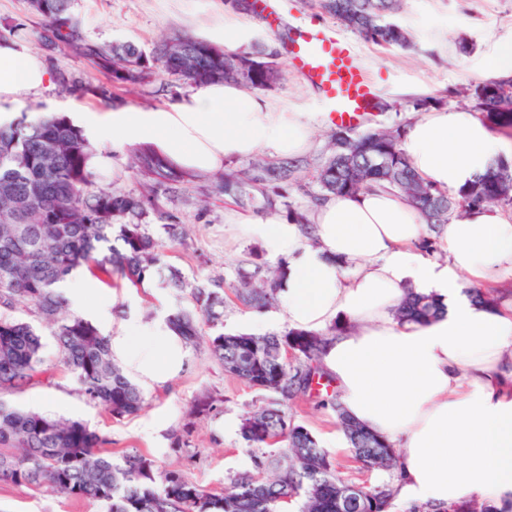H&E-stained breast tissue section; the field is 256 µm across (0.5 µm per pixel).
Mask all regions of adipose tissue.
<instances>
[{"mask_svg":"<svg viewBox=\"0 0 512 512\" xmlns=\"http://www.w3.org/2000/svg\"><path fill=\"white\" fill-rule=\"evenodd\" d=\"M43 58L18 40L0 41V125L16 121L24 94L47 89ZM97 154L153 144L180 168L217 172L227 162L259 153L294 158L311 145L312 121L281 112L261 95L214 83L168 106L70 115ZM400 149L417 176L459 193L512 143L474 111L435 108L411 118ZM312 237L277 213L254 219L234 210L225 223L259 241L285 263L275 309L249 314L260 329L284 318L320 331L350 322L333 338L323 365L340 401L356 421L399 451L400 498L440 508L470 498L512 505V305L493 311L469 288L512 279V212L495 206L452 218L423 251L425 226L407 199L373 185L327 197L309 214ZM436 295L443 317L426 325L398 323L392 313L405 286ZM60 289L84 318L106 323L109 301L88 302L101 284L74 271ZM114 361L145 390L167 384L186 366L188 349L163 320L133 318L107 330Z\"/></svg>","mask_w":512,"mask_h":512,"instance_id":"ef3b65f1","label":"adipose tissue"}]
</instances>
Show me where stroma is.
Listing matches in <instances>:
<instances>
[{"label":"stroma","instance_id":"stroma-1","mask_svg":"<svg viewBox=\"0 0 512 512\" xmlns=\"http://www.w3.org/2000/svg\"><path fill=\"white\" fill-rule=\"evenodd\" d=\"M275 22L252 15L261 24L259 41L276 45L285 29L320 24L322 31L344 34L336 18L313 6L312 0H271ZM229 0H74L72 11L80 19L89 39L109 44L130 41L145 52L160 42L181 34L199 35L201 28L224 20ZM397 22L408 29L415 45L410 49L383 48L354 36L364 60L375 96L387 102L385 110L365 112L357 129L393 128L406 124L416 98L432 96L445 105L472 106V93L481 81L480 73L500 37L512 35V0H403ZM20 26L19 35L29 49L41 53L51 72L92 84L109 83L108 72L92 67L69 50H45L42 23L31 13L27 0H0V31ZM189 89L178 75L156 71L145 83L114 90V104L149 108L170 104ZM268 99L280 110L306 112L317 128L310 149L301 156V175L305 191L292 192L296 205H306L316 191L315 175L328 155V141L334 126L325 119L319 96L293 70H286L280 86L268 92ZM20 120H27L37 105L59 115L78 110L104 111L94 97H75L50 88L23 97ZM96 185L101 189H120L137 193L142 181L131 169V154H108L95 169ZM212 175L194 173L182 186L177 208L188 237L179 243L162 238L167 263L179 268L187 280H234L238 267L247 266L250 251L258 242L238 236L224 222V210L233 201L212 191ZM105 290L114 294L112 327H119L131 316L151 321L174 311L192 310L188 294L171 288L159 278L134 287L117 277L99 275ZM43 356L50 369L48 381L8 394V401L44 414L79 420L108 436L113 451L131 449L152 458L159 467L182 469L185 476L206 488L223 490L230 477L251 469L252 451L243 442L238 426L246 413L262 402L259 391L225 375L207 342L189 347L188 365L172 384L146 392V405L137 415L115 420L102 407L90 403L79 391L74 376L61 364L52 331L40 325ZM206 393L223 396L219 411L195 421L190 447L173 450L171 442L188 419L194 401ZM326 390L300 394L286 406L289 418L314 434L333 460L337 475L345 481L371 487L393 480L390 472L364 468L352 458L351 450L337 427L336 414L327 406ZM0 512H101L98 503L59 492L50 486L15 485L0 482Z\"/></svg>","mask_w":512,"mask_h":512}]
</instances>
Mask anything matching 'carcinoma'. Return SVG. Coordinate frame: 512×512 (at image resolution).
Wrapping results in <instances>:
<instances>
[{
	"mask_svg": "<svg viewBox=\"0 0 512 512\" xmlns=\"http://www.w3.org/2000/svg\"><path fill=\"white\" fill-rule=\"evenodd\" d=\"M30 11L43 24V44L67 47L96 68L108 70L112 82L135 85L158 68L177 73L196 88L216 82H236L255 90L275 88L282 76L278 52L261 44L228 51L197 37L173 36L152 55L132 42L101 45L89 40L71 12L72 0H28ZM401 0H320V7L346 28L383 47L408 49L405 28L389 20ZM62 90L77 97L91 95L108 104V85L76 84L59 73ZM505 80L475 87V109L492 113L512 128V92ZM330 136V156L318 171L316 203L329 194H353L382 182L402 193L427 224L423 240L433 247V233L450 217L485 203L512 205V165L500 162L455 197L420 180L399 149L402 130L375 128ZM94 147L65 117L45 115L34 123L0 127V392H13L46 373L43 343L37 328L13 316L21 304L33 307L41 322L52 328L63 364L76 376L82 395L121 420L140 412L145 397L112 359L108 340L85 319L67 314L57 285L81 266L116 275L137 286L161 270L167 281L189 292L195 312L168 316L171 329L194 345L206 330L209 345L224 373L266 394L247 413L241 438L253 450L254 471L236 475L228 492H213L190 482L177 470H161L137 451L116 458L107 438L75 420H63L0 400V482L39 486L100 502L106 512H280L300 500V512H389L396 489L388 484L363 487L357 493L336 475L327 452L305 427L288 419V400L308 391L339 323L325 332L292 328L283 334L256 336L225 334L224 289L229 288L247 309L270 308L282 276H264L251 286L240 282L186 280L166 262L163 242L149 230L156 219L171 237L180 226L170 208L183 171L150 148L135 153V170L148 186L144 193L97 189L91 166ZM300 162L266 160L231 171L214 183V191L237 201L263 189L264 211H286L296 224L309 223L308 213L290 200L301 188ZM444 313L435 295L406 289L396 308L402 322L427 324ZM294 360H284L285 348ZM330 404L354 459L363 466L390 471L396 465L392 445L380 433L353 420L334 398ZM343 488L340 501L326 504L315 494L321 485ZM446 512H497L485 503L462 500Z\"/></svg>",
	"mask_w": 512,
	"mask_h": 512,
	"instance_id": "1",
	"label": "carcinoma"
}]
</instances>
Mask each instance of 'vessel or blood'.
<instances>
[{
    "label": "vessel or blood",
    "mask_w": 512,
    "mask_h": 512,
    "mask_svg": "<svg viewBox=\"0 0 512 512\" xmlns=\"http://www.w3.org/2000/svg\"><path fill=\"white\" fill-rule=\"evenodd\" d=\"M286 55L303 79L317 89L332 123L353 126L369 108L373 85L353 44L345 37L319 31H289Z\"/></svg>",
    "instance_id": "obj_1"
}]
</instances>
